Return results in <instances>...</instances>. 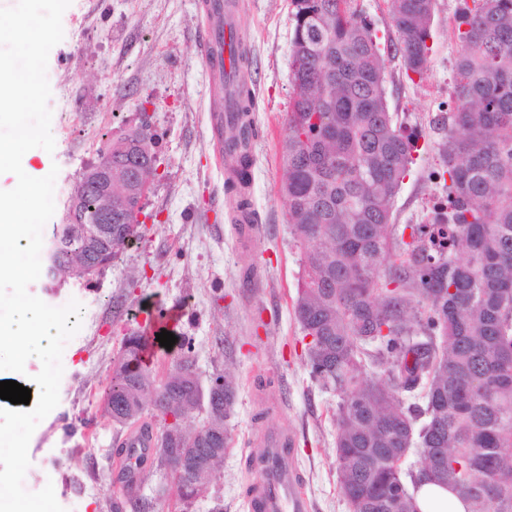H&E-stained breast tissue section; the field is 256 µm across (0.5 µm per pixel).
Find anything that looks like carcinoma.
Wrapping results in <instances>:
<instances>
[{
	"label": "carcinoma",
	"mask_w": 512,
	"mask_h": 512,
	"mask_svg": "<svg viewBox=\"0 0 512 512\" xmlns=\"http://www.w3.org/2000/svg\"><path fill=\"white\" fill-rule=\"evenodd\" d=\"M353 0H291V97L283 140L280 191L300 248L302 276L294 315L311 377L336 394L335 451L349 512H420L426 483L452 489L468 512H512V0H473L456 14L460 46L454 108L435 118L448 201V248H433V224H392L393 200L409 173L416 139L389 111L386 58L372 24ZM435 0H391L393 56L423 78ZM234 94L243 121L224 138L238 195L249 183L247 83ZM136 127L112 138V201L129 179L150 184L156 167ZM107 199L85 190L81 214L50 228L47 287L90 280L74 224H93ZM411 229L405 240V229ZM139 238L122 224L109 263ZM143 336L123 340L101 396V412L119 430L140 425L122 448L152 451L144 483L171 478L189 506L193 478L178 471L161 443L167 419L185 422L203 410L194 346L185 339L167 371L142 358ZM379 369L381 381L369 376ZM224 412L185 427L182 447L200 435H224L227 450L237 383L226 368ZM420 463L406 465L411 449ZM112 512L153 505L122 486Z\"/></svg>",
	"instance_id": "obj_1"
}]
</instances>
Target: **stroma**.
Listing matches in <instances>:
<instances>
[{
    "mask_svg": "<svg viewBox=\"0 0 512 512\" xmlns=\"http://www.w3.org/2000/svg\"><path fill=\"white\" fill-rule=\"evenodd\" d=\"M247 33L244 72L254 95L257 135L249 203L259 234L240 245L236 198L224 189L209 120V75L199 49L205 34L202 0H72L62 16L64 37L51 50L53 152L24 155L26 172L42 177L58 167L61 223L85 165L106 137L149 121L159 161L144 200L142 236L91 282L68 280L31 294L52 306L69 300L85 313L80 331L62 354L58 406L36 427L26 473L36 488L53 485L66 512H109L120 460L116 432L99 409L100 390L125 336L150 323L160 309L179 312L176 339L192 338L196 371L209 383L225 367L238 376L234 436L207 492L183 506L160 477L134 491L154 512H248L246 489L257 473L250 460L267 431L292 434L295 464L313 512H348L336 471V396L311 379L293 312L302 275L299 249L280 193L282 142L291 96L290 0H243ZM466 0H435L432 51L423 79L410 81L400 59L387 61V100L404 132L417 133L418 149L393 204L397 224H429L443 194L435 174L442 133L434 118L447 111L454 87L458 41L454 20ZM81 110L71 125L68 106Z\"/></svg>",
    "mask_w": 512,
    "mask_h": 512,
    "instance_id": "1",
    "label": "stroma"
}]
</instances>
